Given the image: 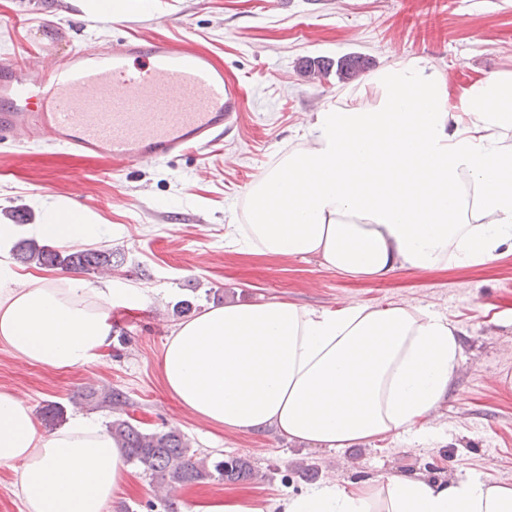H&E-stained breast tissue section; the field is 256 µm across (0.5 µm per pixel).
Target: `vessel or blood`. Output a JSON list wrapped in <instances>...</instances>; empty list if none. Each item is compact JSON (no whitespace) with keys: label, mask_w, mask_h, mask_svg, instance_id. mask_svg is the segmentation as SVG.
<instances>
[{"label":"vessel or blood","mask_w":512,"mask_h":512,"mask_svg":"<svg viewBox=\"0 0 512 512\" xmlns=\"http://www.w3.org/2000/svg\"><path fill=\"white\" fill-rule=\"evenodd\" d=\"M239 90L210 55L166 39L0 57V134L129 167L198 152L241 118Z\"/></svg>","instance_id":"b4317fda"}]
</instances>
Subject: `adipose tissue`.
<instances>
[{"mask_svg":"<svg viewBox=\"0 0 512 512\" xmlns=\"http://www.w3.org/2000/svg\"><path fill=\"white\" fill-rule=\"evenodd\" d=\"M370 82L373 105L315 113L311 140L255 181L237 234L250 252L314 255L358 282L495 260L512 241V73L477 79L459 108L445 76L420 58ZM37 233L88 240L96 228L55 205ZM112 302L108 287L90 292L0 265V344L30 363L88 366L112 343ZM460 351L457 325L428 308L317 311L271 300L180 323L160 367L169 394L211 424L273 427L288 441L336 449L426 437ZM0 465L19 467L25 512H106L128 473L103 427L77 416L42 434L31 408L6 391ZM193 512H512V485L381 474L363 486L327 482L270 508L229 494Z\"/></svg>","mask_w":512,"mask_h":512,"instance_id":"adipose-tissue-1","label":"adipose tissue"}]
</instances>
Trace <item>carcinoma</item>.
I'll use <instances>...</instances> for the list:
<instances>
[{"mask_svg": "<svg viewBox=\"0 0 512 512\" xmlns=\"http://www.w3.org/2000/svg\"><path fill=\"white\" fill-rule=\"evenodd\" d=\"M372 58L355 54L336 61V77L342 83L353 81L369 72ZM17 259L24 264L54 266L69 272L110 271L121 263L110 249L59 250L23 240L17 245ZM118 447L125 450L128 461L140 468L159 485L174 488L203 480L237 483L253 478L250 461L235 455L223 459L196 457L188 439L177 429L147 431L128 419L115 418L108 423Z\"/></svg>", "mask_w": 512, "mask_h": 512, "instance_id": "1", "label": "carcinoma"}]
</instances>
